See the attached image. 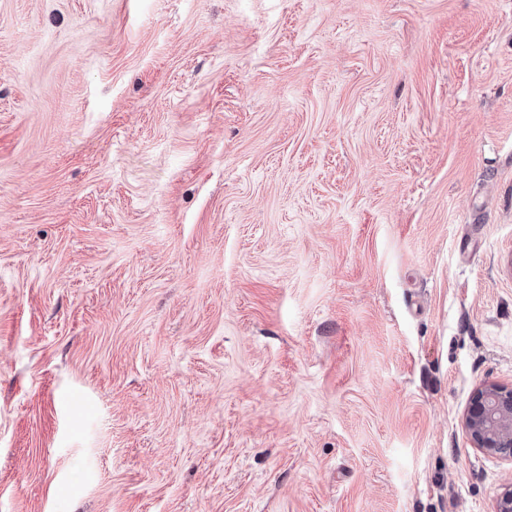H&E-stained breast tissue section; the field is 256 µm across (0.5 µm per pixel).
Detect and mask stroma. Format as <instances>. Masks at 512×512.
<instances>
[{
	"label": "stroma",
	"instance_id": "1",
	"mask_svg": "<svg viewBox=\"0 0 512 512\" xmlns=\"http://www.w3.org/2000/svg\"><path fill=\"white\" fill-rule=\"evenodd\" d=\"M512 0H0V512H496ZM465 425L475 448L512 460V388L483 384L474 394Z\"/></svg>",
	"mask_w": 512,
	"mask_h": 512
}]
</instances>
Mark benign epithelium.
<instances>
[{
	"label": "benign epithelium",
	"instance_id": "1",
	"mask_svg": "<svg viewBox=\"0 0 512 512\" xmlns=\"http://www.w3.org/2000/svg\"><path fill=\"white\" fill-rule=\"evenodd\" d=\"M465 425L474 447L512 460V388L483 384L474 394Z\"/></svg>",
	"mask_w": 512,
	"mask_h": 512
}]
</instances>
